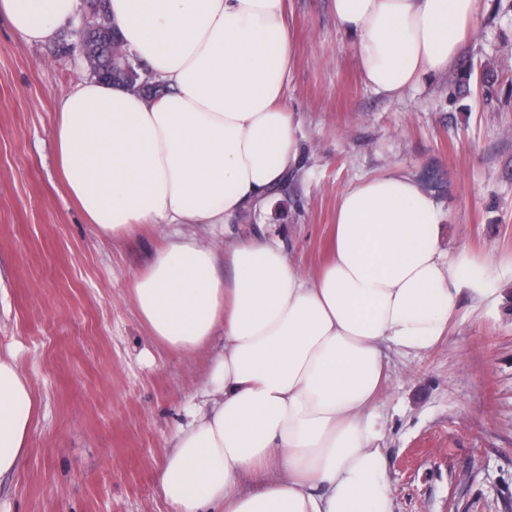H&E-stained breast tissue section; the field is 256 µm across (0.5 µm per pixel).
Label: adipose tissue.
<instances>
[{
    "mask_svg": "<svg viewBox=\"0 0 512 512\" xmlns=\"http://www.w3.org/2000/svg\"><path fill=\"white\" fill-rule=\"evenodd\" d=\"M477 0H333L364 81L391 97L446 71L478 23ZM80 0H0L43 43ZM125 47L162 94L86 82L56 107L65 190L101 237L147 226L164 245L133 279L151 337L191 353L213 341L203 387L158 469L170 512H393L372 404L385 349L421 356L448 334L456 298L489 268L441 249L434 199L399 172L364 178L336 206L315 273L227 225L267 206L297 167L283 89L295 58L286 0H110ZM35 399L0 355V478L29 449ZM254 485L243 489L240 481Z\"/></svg>",
    "mask_w": 512,
    "mask_h": 512,
    "instance_id": "1",
    "label": "adipose tissue"
}]
</instances>
